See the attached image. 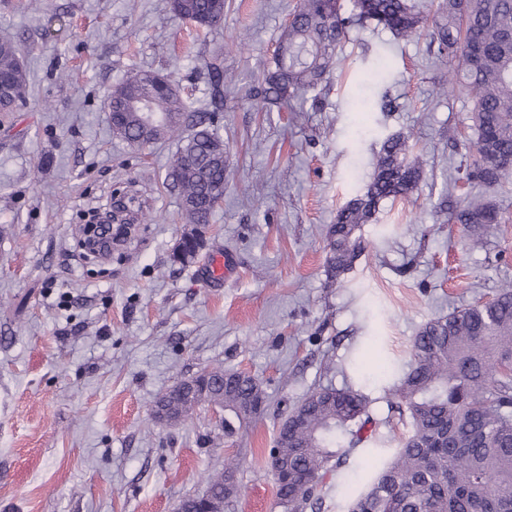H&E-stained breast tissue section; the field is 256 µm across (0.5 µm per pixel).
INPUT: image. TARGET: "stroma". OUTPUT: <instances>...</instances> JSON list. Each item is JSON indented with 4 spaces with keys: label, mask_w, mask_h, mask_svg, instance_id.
<instances>
[{
    "label": "stroma",
    "mask_w": 512,
    "mask_h": 512,
    "mask_svg": "<svg viewBox=\"0 0 512 512\" xmlns=\"http://www.w3.org/2000/svg\"><path fill=\"white\" fill-rule=\"evenodd\" d=\"M168 3L0 0V38L18 44L26 74L23 106L0 112V512H175L229 459L239 495L224 512H282L270 466L281 418L314 389H352L385 450L407 431L387 395L420 327L512 283V178L464 180L473 102L447 90L429 36L351 29L303 111L258 112L244 88L298 0H225L210 30ZM241 33L243 52L231 47ZM216 53L237 78L222 129L233 175L203 248L175 265L189 226L166 176L180 142L130 146L106 101L119 79L155 71L204 109L197 66ZM392 135L408 137L426 178L381 203L362 255L330 283L327 228ZM117 193L137 222L111 255L86 258L82 224ZM468 196L501 217L478 242L442 212ZM218 253L232 261L221 281L205 272ZM215 366L255 377L265 412L229 441L206 406L176 427L153 420L158 395ZM367 457L328 476L321 512H349Z\"/></svg>",
    "instance_id": "obj_1"
}]
</instances>
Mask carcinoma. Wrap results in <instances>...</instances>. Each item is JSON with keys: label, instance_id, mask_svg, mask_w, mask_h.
Returning <instances> with one entry per match:
<instances>
[{"label": "carcinoma", "instance_id": "obj_1", "mask_svg": "<svg viewBox=\"0 0 512 512\" xmlns=\"http://www.w3.org/2000/svg\"><path fill=\"white\" fill-rule=\"evenodd\" d=\"M174 17L208 30L224 19V0H169ZM376 23L395 37L415 36L427 15L414 0H299L279 36L274 67L253 79L247 97L267 112L302 92L316 89L329 74L336 48L353 27ZM431 41L448 58V85L467 92L477 158L467 179L493 186L512 176V0H439ZM197 71L209 102L190 112L167 75L144 71L117 82L111 101L124 105L110 116L113 136L132 145L152 144L174 134L182 146L169 178L182 197L189 224L209 223V198L224 194L231 170L224 160L220 122L224 74L219 58ZM0 112L22 102L26 75L14 41L0 39ZM146 96L161 126L143 138L139 110L130 105ZM424 177L423 163L411 154L408 139L387 138L377 153L364 191L350 199L327 230L326 273L337 283L364 250L361 229L371 223L382 201L407 198ZM447 221L497 224L495 204L485 198L462 200ZM409 432L386 459L350 512H512V286L489 303L455 309L432 319L417 332L407 372L391 392ZM167 412L187 418L201 404L224 408V434L231 438L261 415L267 396L253 376L221 366L180 381L159 397ZM370 401L350 389L312 391L278 425L275 446L283 470L275 497L284 512H319L327 477L340 471L366 439L374 423ZM224 471L207 476L213 497L224 501ZM318 474L315 484L308 477Z\"/></svg>", "mask_w": 512, "mask_h": 512}]
</instances>
